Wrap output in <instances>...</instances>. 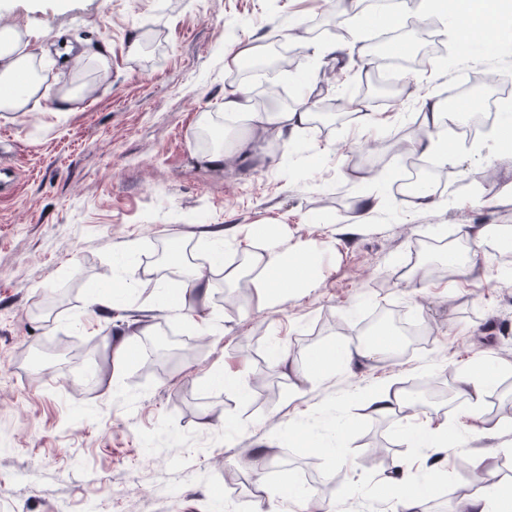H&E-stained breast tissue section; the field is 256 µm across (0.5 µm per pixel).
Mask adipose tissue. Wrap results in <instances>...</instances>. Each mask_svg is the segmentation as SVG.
Wrapping results in <instances>:
<instances>
[{"label":"adipose tissue","instance_id":"1","mask_svg":"<svg viewBox=\"0 0 512 512\" xmlns=\"http://www.w3.org/2000/svg\"><path fill=\"white\" fill-rule=\"evenodd\" d=\"M431 10L449 11L458 48L463 56H470L473 29H480L485 41H499L504 32L512 30L500 9V0H426ZM35 54L25 51L21 37L14 28H0V110L4 112H37L42 108L43 78L37 69ZM225 113L244 123H260L277 135H291L304 129L313 113L305 102L294 107L271 108L257 111L247 89L239 87L224 98ZM451 114L435 99H427L420 114L423 137L412 141L414 150L438 155L440 139L436 134ZM260 268L258 279L269 305H277L310 282V258L305 249L281 251L275 243L267 244L264 254L257 256ZM398 479L384 483L378 495L396 501L403 512H418L428 494L425 486L416 484L408 462L399 465ZM458 512H512V479L480 487L459 507Z\"/></svg>","mask_w":512,"mask_h":512}]
</instances>
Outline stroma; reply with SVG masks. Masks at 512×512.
I'll return each mask as SVG.
<instances>
[{
  "instance_id": "stroma-1",
  "label": "stroma",
  "mask_w": 512,
  "mask_h": 512,
  "mask_svg": "<svg viewBox=\"0 0 512 512\" xmlns=\"http://www.w3.org/2000/svg\"><path fill=\"white\" fill-rule=\"evenodd\" d=\"M16 27L37 55L46 102L34 113L0 112V512H251L278 497L280 512H395L374 487L401 459L421 467L424 449L406 429L453 428L460 443L448 478L423 512H453L451 494L469 488L475 456L497 455L487 476H512V275L497 257L468 277H407L414 251L434 241L440 261L476 249L483 224L512 229V150L495 132L453 142L446 192L434 207L395 200L403 169L389 140L413 139L426 93L443 96L470 73L512 79V43L472 46L459 56L449 29L433 30L452 63L429 56L409 71L404 98L363 103L383 117L319 112L286 151L253 132L230 141L234 167L206 162L201 113L223 135L224 95L234 89L226 55L270 39L314 56L336 45L342 79L322 82L320 99L352 98L375 56L427 54L406 24L366 53L371 29L339 16L330 0H0V22ZM344 24L348 37L329 29ZM105 51L107 74L65 73L60 51ZM93 94L66 116L53 99L61 82ZM373 212L360 221L357 202ZM271 228L281 249L306 247L310 287L261 308L260 288L225 307L234 286L211 283L206 301L168 311L169 333L203 337L197 353L145 373L119 368L106 336L142 327L168 282L140 277L156 246L185 245L209 259L222 240L224 262L258 255L250 231ZM132 282L109 314L90 308L112 293V273ZM396 307L428 328L401 360L366 355L357 325L376 308ZM216 335H209V328ZM327 346L354 351L322 380L307 364ZM286 351L272 364L276 348ZM496 369L478 414L458 394L460 372ZM261 377L249 401L217 375ZM427 381L395 415H375L368 391ZM276 457L255 492L236 491L258 457Z\"/></svg>"
}]
</instances>
